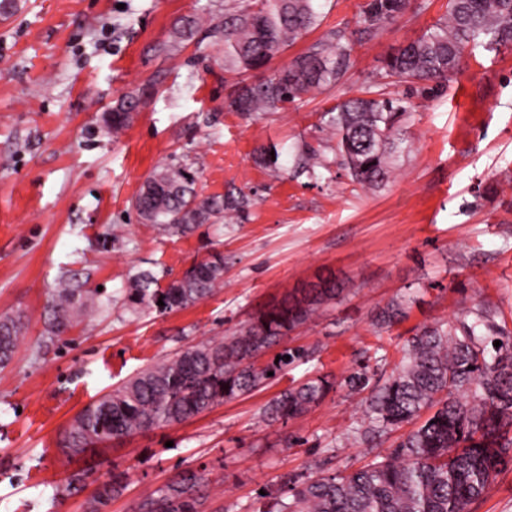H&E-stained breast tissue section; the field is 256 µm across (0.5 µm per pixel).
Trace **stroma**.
<instances>
[{"label":"stroma","mask_w":512,"mask_h":512,"mask_svg":"<svg viewBox=\"0 0 512 512\" xmlns=\"http://www.w3.org/2000/svg\"><path fill=\"white\" fill-rule=\"evenodd\" d=\"M229 0H18L0 17V314L22 312L28 329L0 369V512H86L112 473L128 484L107 512L138 503L179 473L219 479L206 512H257L260 490L283 474L357 468L385 453L351 430L363 397L330 391L288 422L264 406L308 379L343 380L360 363L388 371L415 328L452 322L486 301L512 332V48L477 47L446 84H396L412 105L389 181L353 183L335 163L336 139L321 115L355 95L384 60L441 18L446 0H410L376 35L359 33L368 0H326L320 25L285 48L280 67L327 31L354 42V65L330 90L288 109L245 116L225 107L232 75L222 43L174 45L175 22L223 15ZM140 95L131 124L106 132L103 112ZM320 149L315 175L259 166L255 148L293 161ZM183 162L198 190L251 193L249 212L186 236H164L131 206L161 164ZM224 254V286L186 309L131 308L125 291L142 270L180 276L209 250ZM101 288L105 302L48 339L45 307L57 278ZM332 278L335 299L287 337L312 350L277 380L194 419L112 441L69 459L60 434L90 402L157 360L233 335L260 309ZM407 316L376 324L393 299ZM83 489L61 493L68 473Z\"/></svg>","instance_id":"obj_1"}]
</instances>
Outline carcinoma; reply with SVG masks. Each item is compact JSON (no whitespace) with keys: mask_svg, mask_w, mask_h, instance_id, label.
Instances as JSON below:
<instances>
[{"mask_svg":"<svg viewBox=\"0 0 512 512\" xmlns=\"http://www.w3.org/2000/svg\"><path fill=\"white\" fill-rule=\"evenodd\" d=\"M406 8L407 0H370L361 33H378ZM320 17L318 0H232L224 17L210 19L207 37L224 41V71L244 76L267 67L286 46L317 27ZM198 30L195 17H183L174 37L190 41ZM479 43L491 49L512 46V0H448L444 18L389 56L377 80L322 114L323 124L338 136L339 165L354 183L371 189L388 181L390 155L402 143L401 124L410 112L406 101L378 93L379 81L440 84ZM352 52L351 38L330 30L271 75L240 86L229 107L252 115L300 104L309 93L341 83L353 66ZM139 103L138 97L128 96L102 114L103 125L119 133L132 122ZM254 158L262 167L283 168L274 146L256 148ZM297 160L311 175L324 166L320 151L308 144ZM197 182L198 173L186 164L161 165L145 179L132 207L143 223L176 236L230 213L240 215L252 204L251 195L242 191L205 196ZM223 284L224 253L213 250L163 288L152 272L137 273L129 282L127 301L164 314L206 299ZM335 293L334 282L322 281L260 312L232 336L188 346L142 370L76 415L65 430L63 451L73 457L179 424L269 384L309 358V351L290 347L284 339ZM160 300L164 305H158ZM101 304L100 291L60 279L46 310L48 335L60 336L75 317ZM404 316V300H394L377 324L388 328ZM497 318L488 303L463 308L448 326H423L408 338L400 362L384 381H373L367 366L350 374L346 385L370 390L354 440L371 445L405 424L415 427L357 470L317 472L305 479L282 476L280 485L291 500L277 498L258 512H469V505L512 461V333ZM24 329L21 315H0V369L12 362ZM273 346L280 347V359L257 364ZM332 389L326 376L288 388L266 405L263 417L285 422L300 416ZM208 484L203 475L180 474L144 498L136 512H204L202 488ZM124 489V474H112L104 493L89 502V512H102Z\"/></svg>","mask_w":512,"mask_h":512,"instance_id":"1","label":"carcinoma"}]
</instances>
